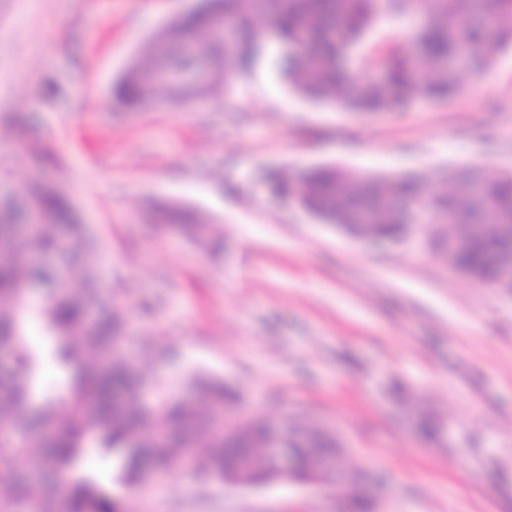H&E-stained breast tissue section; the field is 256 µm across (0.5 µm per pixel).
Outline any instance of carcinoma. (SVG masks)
Instances as JSON below:
<instances>
[{"mask_svg":"<svg viewBox=\"0 0 512 512\" xmlns=\"http://www.w3.org/2000/svg\"><path fill=\"white\" fill-rule=\"evenodd\" d=\"M426 22L410 37L396 38L390 26L422 14ZM259 17L268 19L264 29ZM230 23L236 42L201 41V55L214 71L216 84L229 93L236 75L250 69L264 41L288 45L294 55L280 62L286 85L311 103L337 105L352 112L394 109L409 99L434 100L458 89L449 62L463 53L473 76L483 77L500 52L512 51V0H204L192 13L156 30L148 47L124 72L115 96L132 103L164 93L178 101L199 96L185 75L197 58L181 52L184 43ZM159 71L175 74L156 84ZM280 196L298 194L301 204L327 224H346L353 214L365 236L398 237L403 233L399 201H419L446 213L450 224H474L462 230V245L450 260L462 267L481 263L498 244L497 225L512 220V170L485 178L479 169L460 166L443 184L419 180L310 168L295 177L271 181ZM30 207L38 223L22 226L19 215L0 208V420L13 434L0 438V503L7 512H122L120 504L91 474L77 468L85 445L93 439L104 455H122L124 482L139 490L146 457L173 463L194 475L224 473V457L260 447L266 419L253 418L233 427V447H224V408L243 403L224 382L191 374L184 390L201 399L189 408L167 383L121 355L126 319L112 303L99 276L101 251L85 225L67 218L61 193L28 184ZM479 193L484 203L474 209ZM181 231L207 246L218 239L189 212L180 213ZM66 250L80 276L55 286V271L34 258ZM49 291L36 308L31 287ZM44 322L52 341L46 354L62 374V391L32 402L38 389L40 354L29 345L32 317ZM159 418L162 436L142 439L140 432ZM288 440L299 471L319 453L336 448L335 440L308 423L295 424ZM22 448H39L34 460Z\"/></svg>","mask_w":512,"mask_h":512,"instance_id":"carcinoma-1","label":"carcinoma"}]
</instances>
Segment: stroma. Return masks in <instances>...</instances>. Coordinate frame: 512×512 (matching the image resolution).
<instances>
[{"label":"stroma","mask_w":512,"mask_h":512,"mask_svg":"<svg viewBox=\"0 0 512 512\" xmlns=\"http://www.w3.org/2000/svg\"><path fill=\"white\" fill-rule=\"evenodd\" d=\"M200 0H0V206L27 205L36 172L66 189L106 254L130 359L144 338L175 355L173 386L201 372L254 415H298L336 435L374 512H512V295L459 274L436 218L371 245L274 198L271 175L336 165L370 175L512 168V53L455 96L355 113L309 103L265 43L228 96L118 106L113 86L152 33ZM158 208L190 210L207 252ZM436 426L432 441L417 428ZM124 512H149L120 480ZM167 512H336L326 483L233 487L164 480Z\"/></svg>","instance_id":"35a3bbf8"}]
</instances>
